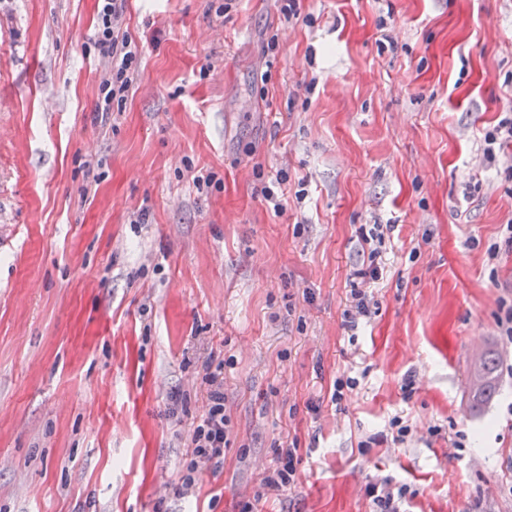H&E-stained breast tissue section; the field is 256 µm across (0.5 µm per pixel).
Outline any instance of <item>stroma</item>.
Segmentation results:
<instances>
[{
    "instance_id": "stroma-1",
    "label": "stroma",
    "mask_w": 512,
    "mask_h": 512,
    "mask_svg": "<svg viewBox=\"0 0 512 512\" xmlns=\"http://www.w3.org/2000/svg\"><path fill=\"white\" fill-rule=\"evenodd\" d=\"M222 2L127 0L141 61L98 121L97 0H0V512H238L278 439L297 481L258 512H371L384 478L405 512H512V150L483 162L512 112V0H297L291 23L282 0ZM473 340L501 353L478 410ZM206 348L235 432L180 499L159 477L183 468ZM360 239L363 244L362 252L363 254L367 253L369 265L365 269H358L353 273V278L361 279V281L352 280L349 305L343 313L344 329L351 332L357 330L359 325L371 318L373 297L365 289L359 288V284L375 282L382 277L381 262L382 256L386 252L383 224H375L367 233L366 231L362 232Z\"/></svg>"
}]
</instances>
